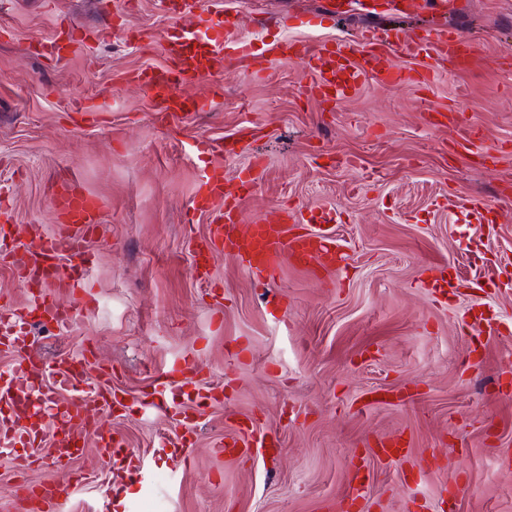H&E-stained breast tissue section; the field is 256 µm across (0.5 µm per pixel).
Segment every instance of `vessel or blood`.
Instances as JSON below:
<instances>
[{"mask_svg": "<svg viewBox=\"0 0 512 512\" xmlns=\"http://www.w3.org/2000/svg\"><path fill=\"white\" fill-rule=\"evenodd\" d=\"M174 16L186 35L185 40L167 46L166 67L148 74H133L132 80L147 86L163 111H208L209 102L194 98L190 89L199 81L223 73L227 64L224 45L214 41L193 50L189 43L199 32L216 23L211 17L209 0H184ZM83 42L80 29L71 26L42 42L41 48L48 59L58 60ZM479 48L475 38L442 28L427 29L424 35L406 41L368 28L356 37L339 41L332 49L310 41H287L282 44L279 56L318 60L329 75L309 84V92L341 95L345 88L336 83L337 74H347L353 82L377 74L382 82L391 86L425 85L441 72L467 68ZM239 53L251 78L266 77L274 67L276 58L254 51L250 41H241ZM387 53L419 57L423 63L419 70L409 73L399 66L384 64L383 56ZM194 207L207 216L209 223L207 235L194 250L198 280H207V263L218 253L237 257L249 275L266 279L273 275L280 257L285 254L298 263L325 271L334 269L345 259L336 238L328 230L303 227L298 214L291 209H277L262 220L245 223L240 216L239 201L224 189L223 165L214 164L206 170ZM52 208L56 233L47 238L34 235L25 243L27 259L12 264L18 285L28 288L33 282H40L39 294L34 302L0 309V346L18 358L15 373H0V402L14 404L25 391L34 392L39 399L32 413L17 412L0 418V452L14 453L17 469L31 467L32 458L17 455L14 449L34 441L36 432L41 431L54 440L53 446L46 450L47 456L65 467L75 454L74 442L90 439L107 453L119 455L120 472L132 479L143 473L141 457L136 450L124 447L119 434L102 419L103 411L121 404L110 385L111 367L98 363L88 351L53 365L29 349L28 324L35 321L63 330L70 327L86 307L82 290L91 263V242L105 205L68 179L55 184ZM62 294L70 296L69 304L59 302ZM199 372L198 361L186 357L163 371L159 385L190 403L223 401V386L206 390L198 387L195 378ZM278 445L277 439L267 438L255 427L244 426L239 436L225 443L223 451L236 456L247 453L263 456ZM372 453L376 458L403 464L409 450L406 442L396 436L379 441ZM349 484V492L337 505V512H351L354 504L362 499L366 487L361 467L351 470ZM74 489V483L67 477L50 484L25 487L22 493L24 499L32 502L35 512H58L61 502L72 499Z\"/></svg>", "mask_w": 512, "mask_h": 512, "instance_id": "1", "label": "vessel or blood"}]
</instances>
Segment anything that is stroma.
<instances>
[{
    "instance_id": "1",
    "label": "stroma",
    "mask_w": 512,
    "mask_h": 512,
    "mask_svg": "<svg viewBox=\"0 0 512 512\" xmlns=\"http://www.w3.org/2000/svg\"><path fill=\"white\" fill-rule=\"evenodd\" d=\"M325 0H211L236 16L241 37L274 54L287 40L335 47L363 27L447 25L480 38L467 71L440 75L425 90L375 79L326 103L303 93L320 76L315 61L278 60L262 80L224 70L209 84L208 112H158L129 75L165 63L181 31L156 0H141L124 34H95L118 0H0V185L14 198L15 225L52 235L55 183L76 174L105 203L85 290L89 305L60 336L36 332L46 359L93 351L111 363L112 386L129 409L104 420L144 460L149 484L127 481L122 512H334L346 495L350 462L380 439L402 436L412 466L370 460L373 479L360 512H441L448 489L471 484L454 512H512V71L494 64L512 48V0H453L398 20L386 0H350L347 25ZM297 16L281 29L276 15ZM86 40L57 61L36 40L61 24ZM94 98L97 125L81 123L78 101ZM448 107L478 126L498 161L483 169L461 145L459 124L432 127L427 111ZM198 138L241 141L224 159L228 189L244 160L260 154L252 188L240 197L252 222L278 205L329 228L349 256L345 269L313 276L283 259L275 279L251 277L216 255L209 284L192 272V249L206 236L193 208L209 157ZM463 192L494 200L492 223L449 206ZM449 266L458 294L433 297L429 267ZM490 310L501 324L469 366L467 311ZM186 356L206 372L200 387L224 383V400L197 410L194 445L163 449L179 434L176 416L151 408L162 368ZM399 386L405 404H372L369 392ZM254 419L277 432L275 459L227 458L215 450ZM111 458L87 446L60 470L29 471L33 486L78 478L60 512H95L112 495ZM93 481H82L85 473Z\"/></svg>"
}]
</instances>
